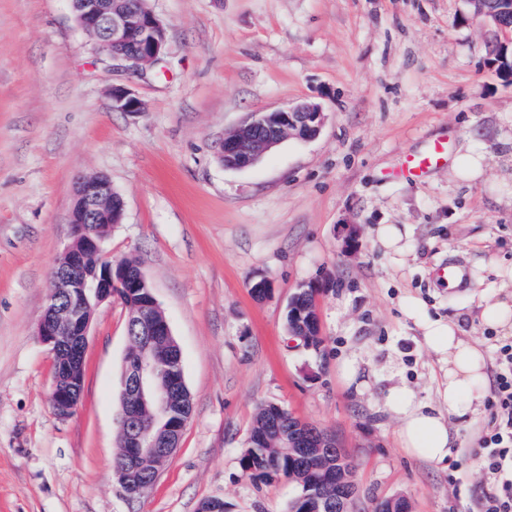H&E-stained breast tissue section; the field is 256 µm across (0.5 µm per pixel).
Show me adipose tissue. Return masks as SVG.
I'll return each mask as SVG.
<instances>
[{
  "label": "adipose tissue",
  "mask_w": 512,
  "mask_h": 512,
  "mask_svg": "<svg viewBox=\"0 0 512 512\" xmlns=\"http://www.w3.org/2000/svg\"><path fill=\"white\" fill-rule=\"evenodd\" d=\"M419 327L444 373L437 402L421 401L407 384L399 382L386 392L382 408L399 423L401 447L413 457L438 464L446 460L457 440L448 429L449 416L473 415L482 406L480 391L487 384V362L481 349L461 336L457 323L428 318Z\"/></svg>",
  "instance_id": "ef3b65f1"
}]
</instances>
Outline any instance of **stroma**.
<instances>
[{
    "mask_svg": "<svg viewBox=\"0 0 512 512\" xmlns=\"http://www.w3.org/2000/svg\"><path fill=\"white\" fill-rule=\"evenodd\" d=\"M167 31L144 73L97 50L69 0H0V512H288L285 479L239 461L260 404L335 435L352 460L354 512L405 497L411 512H480L490 413L453 420L447 463L408 455L384 391L437 402L443 379L416 324L458 322L495 363L512 336L477 320L512 296V77L490 64L512 35L469 0H149ZM144 104L112 108L113 86ZM309 101L325 121L245 169L216 148L255 112ZM448 137L449 163L417 181L388 173ZM103 175L123 199L106 247L136 260L182 354L192 415L147 496L129 504L112 470L119 372L130 345L120 299L96 310L85 388L69 418L49 404L53 356L35 335L68 236L77 181ZM381 224L406 249L385 250ZM449 261L465 288L433 271ZM266 278L265 299L251 293ZM318 286L320 352L288 335V300ZM357 369L355 382L341 373Z\"/></svg>",
    "mask_w": 512,
    "mask_h": 512,
    "instance_id": "obj_1",
    "label": "stroma"
}]
</instances>
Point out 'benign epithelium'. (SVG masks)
Masks as SVG:
<instances>
[{
	"mask_svg": "<svg viewBox=\"0 0 512 512\" xmlns=\"http://www.w3.org/2000/svg\"><path fill=\"white\" fill-rule=\"evenodd\" d=\"M78 26L95 40L96 48L138 73L157 64L164 55L166 29L146 6L147 0H70ZM474 16L492 19L498 27L509 18L493 9L491 0H471ZM112 109L142 112L144 104L130 90L112 87ZM324 112L315 103H302L272 112H256L224 134L217 156L224 167L244 169L254 165L268 150L290 137H316ZM124 201L100 175L79 179L69 216L68 241L56 262L50 291L36 336L51 352L67 349L81 358L97 307L118 295L113 273L130 263L134 277L145 287L141 303L128 307V335L137 337L124 359L121 377L120 433L132 454L116 470L123 495L142 499L156 480L145 476L141 463L148 458L170 459L188 418L177 413L175 395L181 379L173 369L174 354L159 342L175 341L169 322L159 307L153 288L137 261L114 258L105 246L106 230L122 222ZM50 405L60 418L73 414L81 401L71 370L53 374Z\"/></svg>",
	"mask_w": 512,
	"mask_h": 512,
	"instance_id": "obj_1",
	"label": "benign epithelium"
}]
</instances>
